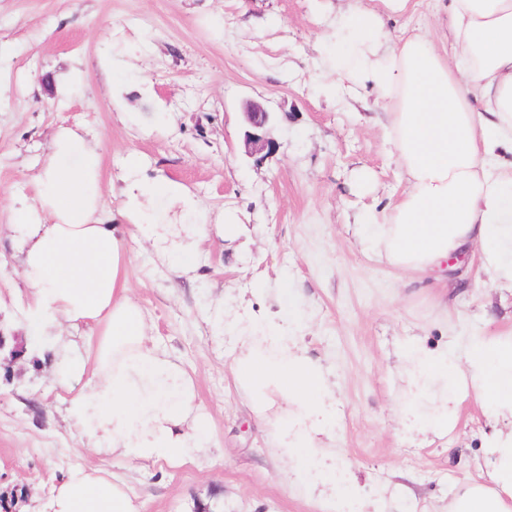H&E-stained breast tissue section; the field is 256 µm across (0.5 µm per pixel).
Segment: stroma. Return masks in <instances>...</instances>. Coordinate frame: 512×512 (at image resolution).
<instances>
[{
    "instance_id": "1",
    "label": "stroma",
    "mask_w": 512,
    "mask_h": 512,
    "mask_svg": "<svg viewBox=\"0 0 512 512\" xmlns=\"http://www.w3.org/2000/svg\"><path fill=\"white\" fill-rule=\"evenodd\" d=\"M339 0H0V334L25 347L29 290L11 229L36 204L50 147L64 129L100 154V211L121 225L125 275L149 336L193 377L212 444L190 460L130 461L82 437L60 368L88 337L63 329L56 352L5 367L0 354V500L45 512L73 468L119 475L141 512H317L288 483L229 369L234 332L217 319L294 309L302 344L336 392V472L382 512H448L459 485L489 471L490 425L471 401L436 437L399 412L404 342L465 346L512 331V289L490 283L469 254L456 283L410 281L363 251L367 210L387 212L402 191L386 116L371 91L336 94L318 51ZM446 0H419L385 19L391 36L423 31L443 43ZM278 115L277 154H243L241 109ZM367 173L359 185L356 176ZM166 179L195 202H163L165 224H206L196 269L170 267L135 234L122 194L128 177ZM240 224L232 239L216 226ZM265 282V291L255 289Z\"/></svg>"
}]
</instances>
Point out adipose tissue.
I'll return each mask as SVG.
<instances>
[{
    "label": "adipose tissue",
    "mask_w": 512,
    "mask_h": 512,
    "mask_svg": "<svg viewBox=\"0 0 512 512\" xmlns=\"http://www.w3.org/2000/svg\"><path fill=\"white\" fill-rule=\"evenodd\" d=\"M409 3L351 0L321 42L337 90L371 88L388 110L405 183L388 213L364 212L361 244L415 276L477 250L492 282L512 287V0H450L449 56L422 32L389 36L383 13ZM54 148L39 207L17 209L12 225L32 295L29 322L89 331L87 356L68 362L57 380L74 391L70 413L84 435L132 461L183 462L211 440L194 380L150 340L129 295L124 239L98 211V152L69 130ZM125 195L142 212L138 236L165 240L171 228L156 223L147 204L184 201L180 186L132 179ZM299 323L295 314L237 320L233 381L271 430L290 483L314 496L320 512H362L354 490L336 485V394L323 365L299 347ZM402 363L408 392L400 409L420 431L447 432L468 399L490 420H512V333L470 337L462 353L413 339ZM487 450V479L459 486L448 512H512V431H493ZM51 510L140 512L119 479L84 467L63 477Z\"/></svg>",
    "instance_id": "ef3b65f1"
}]
</instances>
